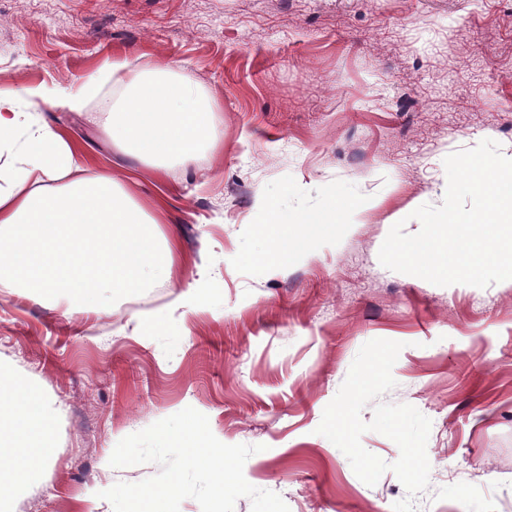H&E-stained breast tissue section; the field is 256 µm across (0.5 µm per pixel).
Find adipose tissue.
Listing matches in <instances>:
<instances>
[{
    "mask_svg": "<svg viewBox=\"0 0 512 512\" xmlns=\"http://www.w3.org/2000/svg\"><path fill=\"white\" fill-rule=\"evenodd\" d=\"M173 72L168 64L132 81L104 118L113 146L156 170L169 160L189 164L221 139L212 101ZM101 82L94 74L54 91L22 85L0 94L2 287L48 299L70 290L88 305L98 289L125 293L143 287L150 272L172 273L177 238L153 245L163 207L141 206L110 172L83 162L61 133L30 115L44 101L84 112ZM73 171L78 179L55 186ZM54 425L41 392L0 366V500L51 462Z\"/></svg>",
    "mask_w": 512,
    "mask_h": 512,
    "instance_id": "obj_1",
    "label": "adipose tissue"
}]
</instances>
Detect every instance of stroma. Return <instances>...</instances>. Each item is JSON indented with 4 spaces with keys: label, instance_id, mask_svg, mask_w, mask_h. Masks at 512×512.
<instances>
[{
    "label": "stroma",
    "instance_id": "1",
    "mask_svg": "<svg viewBox=\"0 0 512 512\" xmlns=\"http://www.w3.org/2000/svg\"><path fill=\"white\" fill-rule=\"evenodd\" d=\"M117 58L88 111L175 62L215 99L224 146L158 175L101 125L35 109L140 203L164 199L181 254L92 313L0 288V364L56 421L52 462L0 512H113L99 491L159 467L102 459L189 406L258 446L244 476L290 512H512V280L443 287L379 261L396 222L416 233L412 212L441 205L445 157L484 139L512 155V0H0V91ZM264 198L301 243L278 268L255 260ZM198 262L219 278L176 312L168 282ZM409 449L429 462L417 480Z\"/></svg>",
    "mask_w": 512,
    "mask_h": 512
}]
</instances>
